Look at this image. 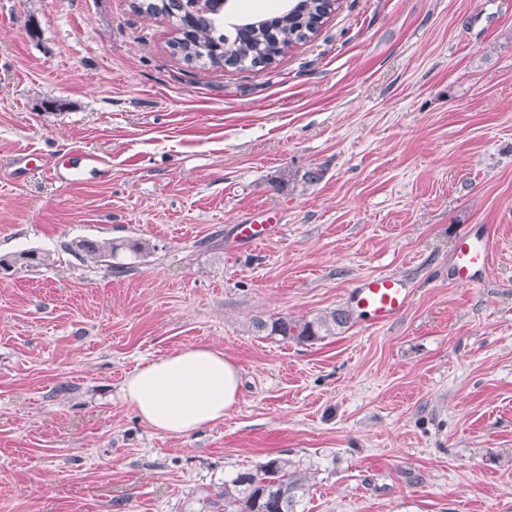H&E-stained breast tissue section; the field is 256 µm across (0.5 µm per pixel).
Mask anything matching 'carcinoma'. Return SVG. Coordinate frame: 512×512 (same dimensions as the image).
Returning <instances> with one entry per match:
<instances>
[{
    "mask_svg": "<svg viewBox=\"0 0 512 512\" xmlns=\"http://www.w3.org/2000/svg\"><path fill=\"white\" fill-rule=\"evenodd\" d=\"M223 0H149L137 6L140 11L165 15L177 23L179 37L174 42L184 57L192 61L205 60L212 66L257 67L273 61L286 48L309 38L310 24L317 16L333 11L331 0H295L285 12L273 18L248 21L228 36L217 28L222 19L218 7ZM123 249L147 254L154 249L150 242L114 241L112 239H78L67 244V250L77 257L87 256L101 262ZM50 256L35 251L0 257V269L8 271L16 265L46 266ZM350 321V314L336 308L310 320L278 317L257 319L254 331L266 336H279L297 344H314L336 335ZM305 493L304 484L288 461L270 458L236 474L224 482V489L212 502L216 512H297L299 499Z\"/></svg>",
    "mask_w": 512,
    "mask_h": 512,
    "instance_id": "cac0c4a2",
    "label": "carcinoma"
}]
</instances>
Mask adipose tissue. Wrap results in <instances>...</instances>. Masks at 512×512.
I'll list each match as a JSON object with an SVG mask.
<instances>
[{
    "label": "adipose tissue",
    "instance_id": "obj_1",
    "mask_svg": "<svg viewBox=\"0 0 512 512\" xmlns=\"http://www.w3.org/2000/svg\"><path fill=\"white\" fill-rule=\"evenodd\" d=\"M239 371L222 350L194 346L128 375L122 397L154 428L187 435L223 420L237 403Z\"/></svg>",
    "mask_w": 512,
    "mask_h": 512
}]
</instances>
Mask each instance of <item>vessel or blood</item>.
Wrapping results in <instances>:
<instances>
[{
    "mask_svg": "<svg viewBox=\"0 0 512 512\" xmlns=\"http://www.w3.org/2000/svg\"><path fill=\"white\" fill-rule=\"evenodd\" d=\"M497 249V240L491 233L476 240L460 237L451 257L454 280L460 284L472 283L474 269H488ZM408 300L409 292L402 280L389 275L368 277L348 295L350 307L371 325L394 319L406 308Z\"/></svg>",
    "mask_w": 512,
    "mask_h": 512,
    "instance_id": "1",
    "label": "vessel or blood"
}]
</instances>
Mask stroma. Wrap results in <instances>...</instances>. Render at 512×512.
<instances>
[{"mask_svg":"<svg viewBox=\"0 0 512 512\" xmlns=\"http://www.w3.org/2000/svg\"><path fill=\"white\" fill-rule=\"evenodd\" d=\"M175 36L133 0H0V256L52 258L0 272V512H211L273 457L298 512H512V0H340L256 68ZM488 229L457 284L459 235ZM79 238L154 249L83 262ZM376 274L411 290L388 325L253 331ZM195 345L238 402L157 431L122 382ZM266 224L243 223L240 224L239 237L242 240L258 244L266 239V231L273 224H277V214L268 213ZM497 249V239L491 231L478 240H473L466 235L460 237L451 257L453 279L460 284H471L474 275L472 271L475 268L487 270L493 262Z\"/></svg>","mask_w":512,"mask_h":512,"instance_id":"1","label":"stroma"}]
</instances>
